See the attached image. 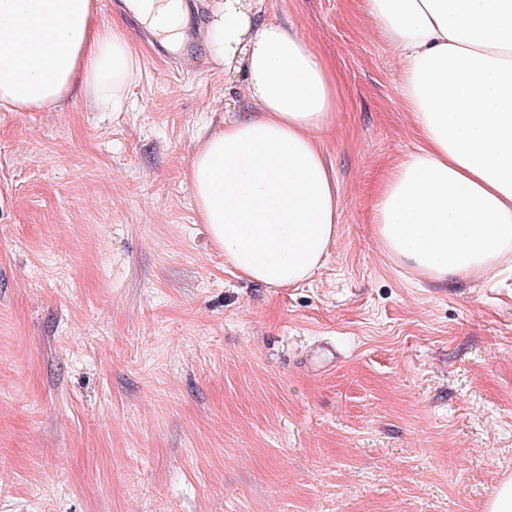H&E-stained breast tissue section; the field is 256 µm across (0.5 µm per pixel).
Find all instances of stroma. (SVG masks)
<instances>
[{"label": "stroma", "mask_w": 512, "mask_h": 512, "mask_svg": "<svg viewBox=\"0 0 512 512\" xmlns=\"http://www.w3.org/2000/svg\"><path fill=\"white\" fill-rule=\"evenodd\" d=\"M97 2L140 61L122 107L0 110V512H485L512 477V265L440 284L380 249L420 140L362 0L258 5L339 90L336 242L284 288L225 265L187 177L256 111L244 70Z\"/></svg>", "instance_id": "1"}]
</instances>
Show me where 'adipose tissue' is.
Returning a JSON list of instances; mask_svg holds the SVG:
<instances>
[{"label":"adipose tissue","instance_id":"1","mask_svg":"<svg viewBox=\"0 0 512 512\" xmlns=\"http://www.w3.org/2000/svg\"><path fill=\"white\" fill-rule=\"evenodd\" d=\"M403 66L418 150L386 176L375 205L382 250L440 283L476 279L512 257V0H366ZM171 48L184 0H125ZM258 0H212L206 49L244 68L258 113L209 134L188 171L212 243L249 279L298 284L336 238L338 189L320 136L337 87L305 39L257 20ZM139 73L96 0H0V108L36 112L74 92L121 103Z\"/></svg>","mask_w":512,"mask_h":512}]
</instances>
